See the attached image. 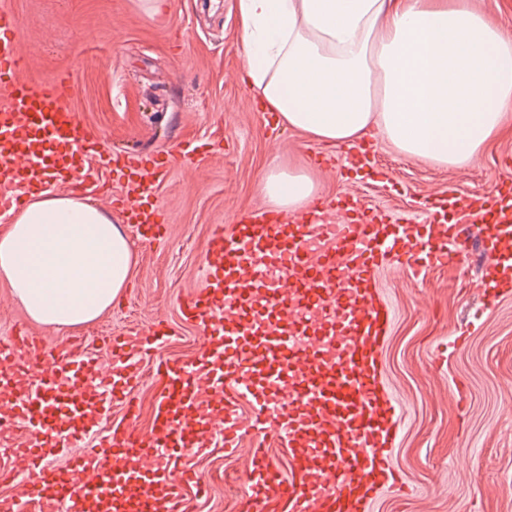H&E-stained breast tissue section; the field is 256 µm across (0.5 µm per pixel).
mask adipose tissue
Returning a JSON list of instances; mask_svg holds the SVG:
<instances>
[{
  "label": "adipose tissue",
  "mask_w": 512,
  "mask_h": 512,
  "mask_svg": "<svg viewBox=\"0 0 512 512\" xmlns=\"http://www.w3.org/2000/svg\"><path fill=\"white\" fill-rule=\"evenodd\" d=\"M248 83L282 124L346 148L364 137L444 168L512 129V32L473 0H237ZM273 209L306 210L318 184L282 163ZM135 241L108 213L46 190L0 232V279L37 324L97 319L131 279Z\"/></svg>",
  "instance_id": "ef3b65f1"
}]
</instances>
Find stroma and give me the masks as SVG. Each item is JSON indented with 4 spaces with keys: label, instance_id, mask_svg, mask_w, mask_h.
I'll use <instances>...</instances> for the list:
<instances>
[{
    "label": "stroma",
    "instance_id": "obj_1",
    "mask_svg": "<svg viewBox=\"0 0 512 512\" xmlns=\"http://www.w3.org/2000/svg\"><path fill=\"white\" fill-rule=\"evenodd\" d=\"M236 2L176 0L151 14L143 0H7L30 55L25 77L69 76L72 106L112 148L173 151L197 141L215 150L191 168L172 164L158 189L167 233L159 242L137 241L131 281L111 308L55 331L33 322L0 281V338L27 330L50 345L76 343L103 362L112 336L163 317L178 334L162 358H197L205 338L181 323L178 306L204 284L213 226L266 208L260 183L277 163L311 167L322 199L351 195L400 224L414 222L422 201L448 186L482 194L512 179V134L490 141L463 168L436 167L368 137L383 175H351L347 149L269 122L242 79ZM489 263L473 247L416 276H380L397 315L383 352L385 377L405 411L392 461L413 491L385 492L374 512H512V294L487 311L470 287ZM458 391L463 401L455 400ZM256 441L250 434L238 455L219 446L196 459L207 492L182 490L191 512H233L246 450Z\"/></svg>",
    "mask_w": 512,
    "mask_h": 512
}]
</instances>
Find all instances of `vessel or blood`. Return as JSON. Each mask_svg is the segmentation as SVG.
Returning <instances> with one entry per match:
<instances>
[{"label":"vessel or blood","mask_w":512,"mask_h":512,"mask_svg":"<svg viewBox=\"0 0 512 512\" xmlns=\"http://www.w3.org/2000/svg\"><path fill=\"white\" fill-rule=\"evenodd\" d=\"M19 22L0 6V190L5 209H24L54 184L85 188L94 169L119 189L113 210L150 242L168 222L156 188L173 162L194 165L206 145L181 143L176 152L126 158L109 152L101 131L70 105L66 78H21ZM417 224H395L352 196L315 200L301 217L259 213L215 225L204 252L205 284L183 302L184 321L206 345L194 361L155 362L172 336L164 321L113 337L112 401L134 417V391L145 365L155 364L162 390L149 432L110 428L88 438L74 427L87 408L68 396L64 380L93 377L95 363L28 335L0 343L8 372L0 389L14 408L0 411V448L11 468L38 478L50 512H74L71 475L99 512H179L184 486L203 490L193 459L210 453L207 396L224 394V450L235 453L244 433L262 436L251 449L244 512H372L379 496L402 486L393 467L403 409L386 386L382 355L395 311L380 274L447 265L448 246L478 227L493 272L478 288L487 306L512 293V183L482 195L456 187L428 197ZM463 211L470 224L451 222ZM249 401V417L239 404ZM286 448L282 471L266 443ZM65 465H57V458Z\"/></svg>","instance_id":"b4317fda"}]
</instances>
